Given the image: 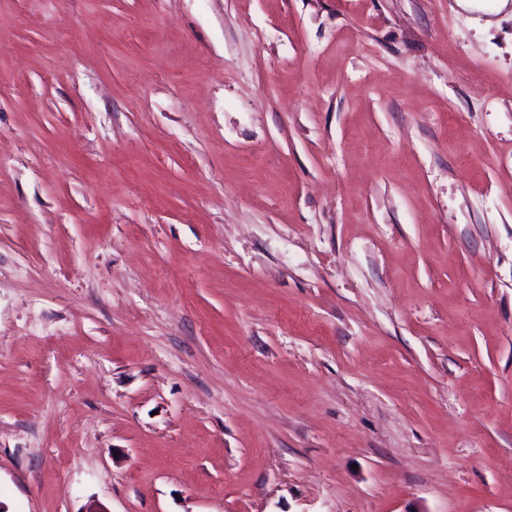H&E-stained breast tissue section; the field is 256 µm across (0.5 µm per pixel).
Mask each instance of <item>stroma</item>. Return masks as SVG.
Returning <instances> with one entry per match:
<instances>
[{"label":"stroma","instance_id":"obj_1","mask_svg":"<svg viewBox=\"0 0 512 512\" xmlns=\"http://www.w3.org/2000/svg\"><path fill=\"white\" fill-rule=\"evenodd\" d=\"M0 0L9 512H512V0Z\"/></svg>","mask_w":512,"mask_h":512}]
</instances>
